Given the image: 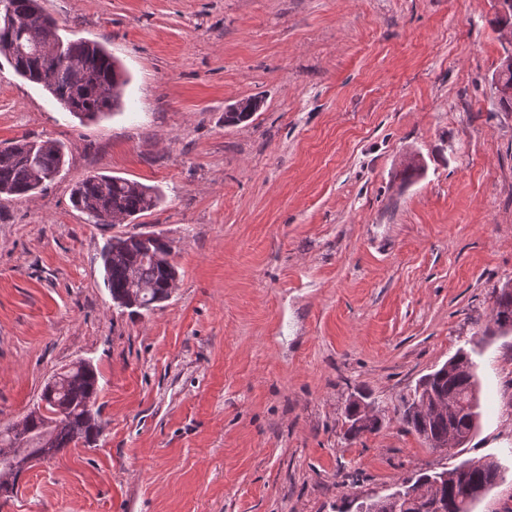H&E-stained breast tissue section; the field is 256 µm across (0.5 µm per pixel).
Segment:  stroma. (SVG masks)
<instances>
[{
  "instance_id": "35a3bbf8",
  "label": "stroma",
  "mask_w": 512,
  "mask_h": 512,
  "mask_svg": "<svg viewBox=\"0 0 512 512\" xmlns=\"http://www.w3.org/2000/svg\"><path fill=\"white\" fill-rule=\"evenodd\" d=\"M63 38L129 75L80 121L0 66V144L63 143L43 191L0 200V425L96 369L95 444L38 461L0 512H339L406 476L491 457L474 512H512V112L490 81L495 0H42ZM261 107L237 125L236 102ZM424 168L403 181L406 156ZM93 173L158 188L132 223L70 203ZM152 233L178 269L153 310L117 307L101 250ZM480 383L448 452L395 409L458 349ZM368 393L383 424L348 437ZM492 320L500 333L512 331V288L497 292Z\"/></svg>"
}]
</instances>
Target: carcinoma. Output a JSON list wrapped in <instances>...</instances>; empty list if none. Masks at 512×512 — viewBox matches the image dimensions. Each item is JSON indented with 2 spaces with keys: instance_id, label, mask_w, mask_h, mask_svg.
<instances>
[{
  "instance_id": "carcinoma-1",
  "label": "carcinoma",
  "mask_w": 512,
  "mask_h": 512,
  "mask_svg": "<svg viewBox=\"0 0 512 512\" xmlns=\"http://www.w3.org/2000/svg\"><path fill=\"white\" fill-rule=\"evenodd\" d=\"M41 8V0H0V10L17 19L15 26L0 22V57L17 75L42 86L80 119L95 120L118 110L123 87L128 83L119 63L98 42L62 39L55 20L42 14ZM256 111L253 99L248 98L224 113V120L237 124ZM66 163L64 146L53 139L32 141L23 137L0 147V198L30 196L43 190ZM70 200L92 223L111 224L117 216L128 220L155 209L161 196L154 188L136 181L93 174L75 184ZM138 237L136 233L112 238L102 253L105 283L112 301L120 303L133 280H138L147 287V309L151 310L168 299L169 281L177 277L178 270L171 262L172 247L168 243L149 235L153 256L148 257ZM114 248L124 252L125 259L120 263L109 259ZM492 320L497 331H512V288L504 287L497 293ZM453 360L447 378L438 386L455 398L454 428L468 434L475 430L473 419L480 416L475 364L462 349ZM71 377L73 381L67 384L47 382L40 403L19 424L27 434L31 454L42 460H50L80 442L90 445L101 432L97 413L93 412L100 391L98 374L87 364L73 370ZM427 391L422 385L416 386L395 413L407 431L434 446L441 437L448 436V416L417 408ZM346 419L352 423L348 433L353 436L380 428L378 421L354 426L357 419L352 405L348 406ZM500 479L496 460L466 461L448 470V480L439 493L447 498L449 512H473L474 505Z\"/></svg>"
}]
</instances>
